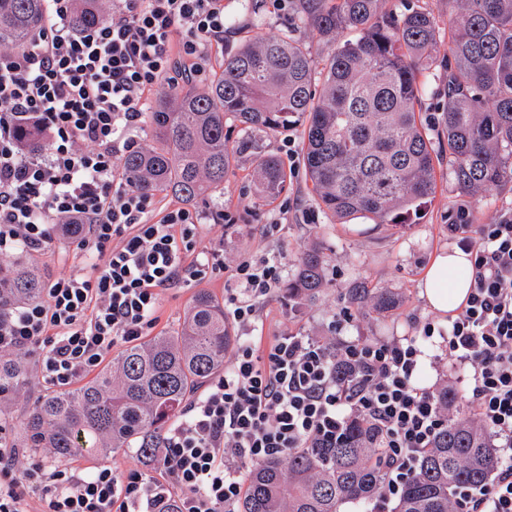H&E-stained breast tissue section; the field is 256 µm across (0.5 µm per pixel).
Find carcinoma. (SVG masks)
I'll list each match as a JSON object with an SVG mask.
<instances>
[{"label": "carcinoma", "mask_w": 512, "mask_h": 512, "mask_svg": "<svg viewBox=\"0 0 512 512\" xmlns=\"http://www.w3.org/2000/svg\"><path fill=\"white\" fill-rule=\"evenodd\" d=\"M296 11V21L336 38L321 85L297 27L247 43L224 55L208 91L178 88L151 108L159 146L128 152L121 161L127 177L148 192L199 199L224 183L231 122L245 133L302 127L318 205L344 223H416L435 194V159L445 150L449 174L466 192L512 183V0H448V94L436 140L417 111V76L440 38L434 17L410 6L387 12L382 0H296ZM105 19L102 0L76 5L78 28ZM49 21L45 0H0V47L25 45ZM346 33L353 37L342 39ZM256 170L258 198H276L287 181L283 164L261 157ZM45 282L36 265L0 263V314L39 298ZM323 285L324 256L314 248L288 280V296L310 299ZM349 300L360 311L400 303L362 284L349 289ZM231 340L224 306L198 291L176 333L132 344L84 384L45 395L25 421L24 447L48 448L59 462L130 448L153 456L187 397L224 368ZM29 380L24 365L0 355L1 396ZM382 453L365 423L353 420L334 448H303L254 467L241 512H341L364 503L381 490ZM496 465L481 425L450 415L395 512H457L456 491L483 486Z\"/></svg>", "instance_id": "obj_1"}]
</instances>
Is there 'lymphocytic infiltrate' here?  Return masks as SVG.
<instances>
[{"instance_id":"lymphocytic-infiltrate-1","label":"lymphocytic infiltrate","mask_w":512,"mask_h":512,"mask_svg":"<svg viewBox=\"0 0 512 512\" xmlns=\"http://www.w3.org/2000/svg\"><path fill=\"white\" fill-rule=\"evenodd\" d=\"M48 28L0 51V257L45 252L59 225L81 224L76 246L94 263L52 279L41 298L0 316V353L37 354L40 382L63 389L94 372L120 344L159 321L162 294L224 273V318L240 333L224 373L185 406L142 466L82 472L23 456L0 425V512H239L242 468L301 448H332L348 421L373 428L384 450L388 505L448 423L417 381L421 339L439 338L435 364L467 372L470 413L492 435L490 481L461 491L460 512H512V216L448 230L471 256L473 286L437 334L333 347L305 332L259 333V309L278 287L283 257L224 261L207 223L234 224L223 208L160 204L121 167L139 148L149 95L175 78H201L223 44L224 0H108L101 24H73L74 0H46ZM35 122L48 145L21 149L17 125Z\"/></svg>"}]
</instances>
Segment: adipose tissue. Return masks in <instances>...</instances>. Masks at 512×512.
Segmentation results:
<instances>
[{
	"label": "adipose tissue",
	"instance_id": "obj_1",
	"mask_svg": "<svg viewBox=\"0 0 512 512\" xmlns=\"http://www.w3.org/2000/svg\"><path fill=\"white\" fill-rule=\"evenodd\" d=\"M470 254L454 248L437 254L426 269L422 283L429 307L442 315L465 302L471 288Z\"/></svg>",
	"mask_w": 512,
	"mask_h": 512
}]
</instances>
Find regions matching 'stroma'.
Listing matches in <instances>:
<instances>
[{
    "instance_id": "obj_1",
    "label": "stroma",
    "mask_w": 512,
    "mask_h": 512,
    "mask_svg": "<svg viewBox=\"0 0 512 512\" xmlns=\"http://www.w3.org/2000/svg\"><path fill=\"white\" fill-rule=\"evenodd\" d=\"M224 12L228 30L223 46L212 50L211 71L215 74L222 68L225 52L288 31L287 19L273 10L271 0H224ZM447 54L448 41L440 39L432 63L419 76L425 87L420 109L430 121L442 105ZM260 155L277 157L290 171L285 190L267 202L259 201L254 193L255 160ZM303 159L301 128L253 132L248 148H238L234 153L223 185L196 203L200 209L219 204L238 216L235 226L225 230L215 226L208 232L209 237H223L226 259L243 253L280 252L285 256L286 272L291 273L305 251L317 248L323 252L324 288L318 297L294 299L282 285L262 305L259 320L268 335L295 329L339 340L414 335L423 323L441 320L440 314L427 306L421 284L432 258L455 248L448 227L456 223L460 210H467V221L474 225L491 224L501 215L512 213V184H501L477 195L461 191L449 177L448 158L443 155L435 162L436 193L419 223L396 228L355 218L342 224L316 202ZM273 221L282 226L278 234L266 237L258 233V225ZM37 261L51 278L92 265L91 259L80 254L72 241L65 238L54 240ZM357 280L395 293L402 302L389 312L351 311V321L334 329L333 323L341 312L351 310L348 290ZM194 294L191 288L166 291L155 333L179 330ZM45 393V387L34 377L0 403V421L8 425L13 437H20L25 417Z\"/></svg>"
}]
</instances>
